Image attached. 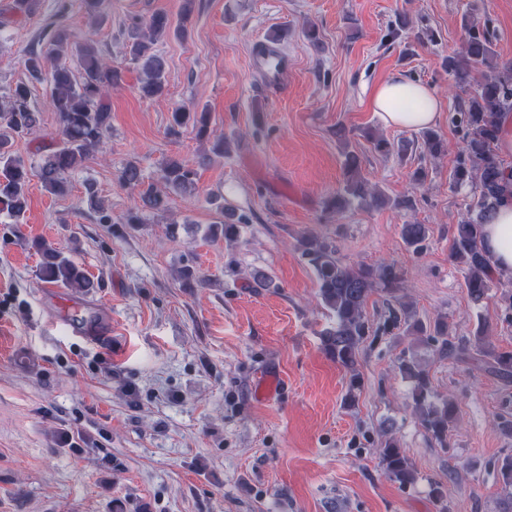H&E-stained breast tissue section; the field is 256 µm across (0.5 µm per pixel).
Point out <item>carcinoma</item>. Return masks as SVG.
<instances>
[{
	"label": "carcinoma",
	"mask_w": 512,
	"mask_h": 512,
	"mask_svg": "<svg viewBox=\"0 0 512 512\" xmlns=\"http://www.w3.org/2000/svg\"><path fill=\"white\" fill-rule=\"evenodd\" d=\"M194 0H185L180 19L172 22L164 12H156L146 22L128 26L129 58L142 71L138 93L145 99L165 96V57L154 49L157 38L170 32L184 35L193 13ZM462 48L445 60L444 68L460 91L457 109L451 121L459 134L453 179L457 186L474 189V199L466 217L455 225L450 260L465 271L467 293L474 305H480L495 286L491 257L483 246V225L491 222L495 209L512 197V167L497 154L502 113L512 112V65L500 64L492 52L496 29L492 20L464 16ZM20 64L28 80H19L0 93V214L19 223L28 200L30 183L38 179L48 193L65 196L71 189L72 174L102 150L110 129L107 88L118 84L121 72L111 66L94 44L80 40L58 21L40 47L31 48ZM44 84L46 96L57 115V147L34 163L12 150L13 141L36 133L41 115L32 105L34 83ZM209 113L179 107L171 112L168 135L177 138L188 127L203 137L207 134ZM376 151L406 159L415 154L421 165L413 172L417 181L426 177L424 162H435L448 153V142L438 131L428 129L409 141L391 142L372 139ZM346 182L325 202L330 214L342 212L351 200L368 208H380L387 202L378 190H370L360 175V160L345 153ZM122 183L139 190L142 207L163 211L170 195L195 191L197 172L176 157L162 168L159 184L145 183L142 170L134 160L120 172ZM87 203L99 214V223H112L93 187L87 188ZM222 219L211 224L207 237L236 243L242 237L246 215L231 206L217 205ZM400 235L415 251L424 248L427 228L424 224H403ZM40 255L38 277L47 284L60 285L73 293H85L94 287L86 272L57 248L36 244ZM297 250L315 274L318 297L333 323L321 332L325 353L350 373L346 403L354 405L361 387L357 370L359 347L376 334L365 316V305L375 291L384 295L383 328L398 329L406 335H420L435 343L443 358L489 371L505 382L512 381V351L498 350L485 342L488 324L482 320L475 336L478 348L471 351L466 341L450 340V328L443 317L428 323L416 318L404 294L403 273L393 264L377 267L351 265L338 256L334 240L314 233L298 239ZM400 374L411 383L413 407L422 427L441 447L448 445V431L456 417L451 398L434 392L429 371L418 361L403 357ZM379 461L386 477L401 485H412L417 473L400 440L390 435L381 444Z\"/></svg>",
	"instance_id": "carcinoma-1"
}]
</instances>
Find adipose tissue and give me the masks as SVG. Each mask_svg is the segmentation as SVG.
<instances>
[{
  "label": "adipose tissue",
  "instance_id": "adipose-tissue-1",
  "mask_svg": "<svg viewBox=\"0 0 512 512\" xmlns=\"http://www.w3.org/2000/svg\"><path fill=\"white\" fill-rule=\"evenodd\" d=\"M372 112L389 127L421 129L434 125L441 103L429 86L392 76L378 84L370 96ZM485 245L497 274L512 276V202L499 206L484 227Z\"/></svg>",
  "mask_w": 512,
  "mask_h": 512
}]
</instances>
